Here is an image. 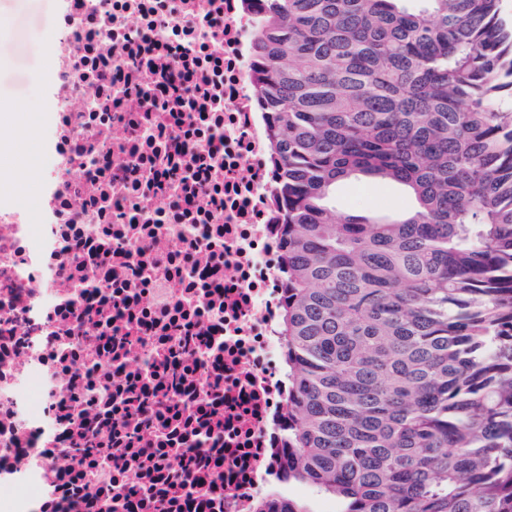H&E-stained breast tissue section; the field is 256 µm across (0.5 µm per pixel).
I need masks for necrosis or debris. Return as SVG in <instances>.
Listing matches in <instances>:
<instances>
[{
  "label": "necrosis or debris",
  "mask_w": 512,
  "mask_h": 512,
  "mask_svg": "<svg viewBox=\"0 0 512 512\" xmlns=\"http://www.w3.org/2000/svg\"><path fill=\"white\" fill-rule=\"evenodd\" d=\"M256 0H58L39 219L0 200V512H254L284 208Z\"/></svg>",
  "instance_id": "4bbe7bcc"
}]
</instances>
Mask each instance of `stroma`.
Instances as JSON below:
<instances>
[{
	"instance_id": "obj_1",
	"label": "stroma",
	"mask_w": 512,
	"mask_h": 512,
	"mask_svg": "<svg viewBox=\"0 0 512 512\" xmlns=\"http://www.w3.org/2000/svg\"><path fill=\"white\" fill-rule=\"evenodd\" d=\"M55 9L56 0H0V195L13 196L32 214L40 194V148L25 131L38 125L43 110V37ZM411 205L410 196L389 181L351 178L336 186L341 211L396 216Z\"/></svg>"
}]
</instances>
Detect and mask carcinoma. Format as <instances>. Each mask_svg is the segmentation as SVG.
Returning a JSON list of instances; mask_svg holds the SVG:
<instances>
[{
    "mask_svg": "<svg viewBox=\"0 0 512 512\" xmlns=\"http://www.w3.org/2000/svg\"><path fill=\"white\" fill-rule=\"evenodd\" d=\"M286 209L283 478L334 512H512V30L499 0H257ZM413 206L336 215V182ZM258 512H313L271 495Z\"/></svg>",
    "mask_w": 512,
    "mask_h": 512,
    "instance_id": "cac0c4a2",
    "label": "carcinoma"
}]
</instances>
